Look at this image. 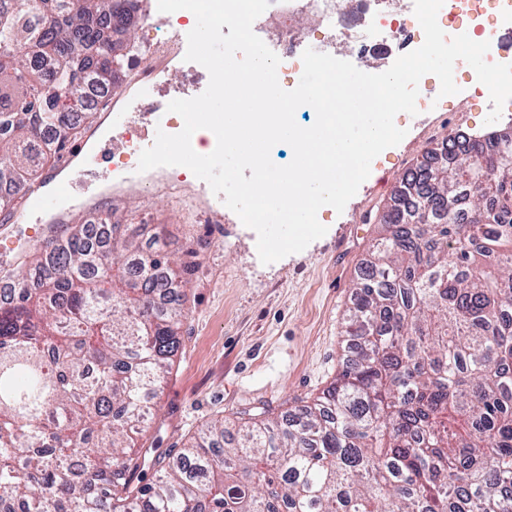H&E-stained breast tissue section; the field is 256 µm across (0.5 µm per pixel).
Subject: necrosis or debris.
Wrapping results in <instances>:
<instances>
[{"mask_svg":"<svg viewBox=\"0 0 512 512\" xmlns=\"http://www.w3.org/2000/svg\"><path fill=\"white\" fill-rule=\"evenodd\" d=\"M304 18L317 20V27L301 31L299 22ZM437 22L446 36L464 33L489 42L488 62L512 63V54L497 42L498 32H512V0H444ZM270 29L277 33L276 53L281 59L277 76L286 90L298 85L303 72L299 40L330 55L337 45L350 42L357 46L359 56L384 55L392 61L424 41L413 4L398 8L394 0H269L253 30Z\"/></svg>","mask_w":512,"mask_h":512,"instance_id":"necrosis-or-debris-1","label":"necrosis or debris"}]
</instances>
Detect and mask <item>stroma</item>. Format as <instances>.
<instances>
[{
  "label": "stroma",
  "instance_id": "obj_1",
  "mask_svg": "<svg viewBox=\"0 0 512 512\" xmlns=\"http://www.w3.org/2000/svg\"><path fill=\"white\" fill-rule=\"evenodd\" d=\"M492 108L488 92L475 84L465 96L437 101L434 111L397 114L405 137L373 160L343 212L324 213L325 236L268 265L258 257L256 232L236 223L233 211L223 209L221 223L208 222L211 202L185 169L104 199L99 208L114 222L158 227L171 259L196 263L184 290L189 314L180 345L140 446L165 453L187 446L215 420L243 410L277 415L329 387L347 355L342 326L357 269L379 237L375 216L404 174L448 135L512 128V101L490 125ZM39 235L36 220L14 222L0 213V258L23 263L26 241Z\"/></svg>",
  "mask_w": 512,
  "mask_h": 512
}]
</instances>
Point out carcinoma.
Wrapping results in <instances>:
<instances>
[{
    "label": "carcinoma",
    "mask_w": 512,
    "mask_h": 512,
    "mask_svg": "<svg viewBox=\"0 0 512 512\" xmlns=\"http://www.w3.org/2000/svg\"><path fill=\"white\" fill-rule=\"evenodd\" d=\"M135 4L0 7V213L78 133L87 87L118 85ZM511 156L512 132L450 137L402 180L354 283L352 357L299 416L242 411L154 457L128 448L186 312L153 296L196 263L121 224L96 253L87 223L34 242L0 302V512H512Z\"/></svg>",
    "instance_id": "carcinoma-1"
}]
</instances>
